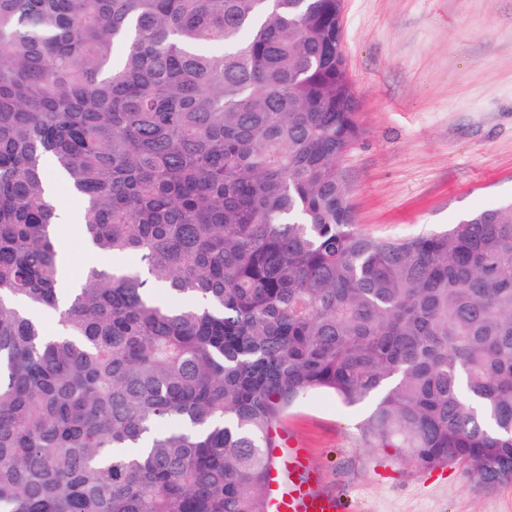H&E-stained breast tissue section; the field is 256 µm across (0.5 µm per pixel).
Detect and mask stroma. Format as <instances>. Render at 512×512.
<instances>
[{
	"instance_id": "stroma-1",
	"label": "stroma",
	"mask_w": 512,
	"mask_h": 512,
	"mask_svg": "<svg viewBox=\"0 0 512 512\" xmlns=\"http://www.w3.org/2000/svg\"><path fill=\"white\" fill-rule=\"evenodd\" d=\"M343 50L361 127L343 170L361 233L411 238L512 197V0H344ZM371 408L309 391L274 453L296 438L353 512H512V485L367 447Z\"/></svg>"
}]
</instances>
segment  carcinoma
Instances as JSON below:
<instances>
[{
	"label": "carcinoma",
	"instance_id": "carcinoma-1",
	"mask_svg": "<svg viewBox=\"0 0 512 512\" xmlns=\"http://www.w3.org/2000/svg\"><path fill=\"white\" fill-rule=\"evenodd\" d=\"M343 0H0V512H267L310 390L512 483V201L356 229ZM90 266L59 303L46 169ZM40 312L57 316L45 329Z\"/></svg>",
	"mask_w": 512,
	"mask_h": 512
}]
</instances>
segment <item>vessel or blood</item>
<instances>
[{
  "label": "vessel or blood",
  "instance_id": "1",
  "mask_svg": "<svg viewBox=\"0 0 512 512\" xmlns=\"http://www.w3.org/2000/svg\"><path fill=\"white\" fill-rule=\"evenodd\" d=\"M287 483H280L278 471L267 479L268 512H346L343 497L324 487L320 477L311 473L308 451L299 441L289 439Z\"/></svg>",
  "mask_w": 512,
  "mask_h": 512
}]
</instances>
